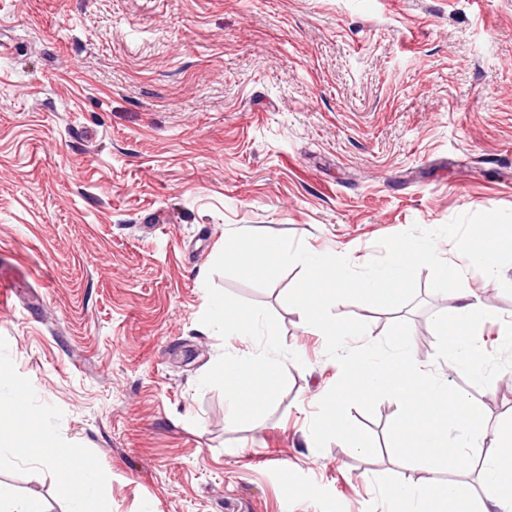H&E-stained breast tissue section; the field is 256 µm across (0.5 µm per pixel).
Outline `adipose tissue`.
Here are the masks:
<instances>
[{"label":"adipose tissue","mask_w":512,"mask_h":512,"mask_svg":"<svg viewBox=\"0 0 512 512\" xmlns=\"http://www.w3.org/2000/svg\"><path fill=\"white\" fill-rule=\"evenodd\" d=\"M488 310L469 294L455 295L438 315L435 323L442 338L441 356L449 371L468 370L473 378L483 374L482 365L472 354L475 335ZM0 439L13 455L56 473V494L66 505L65 512H111L105 483L90 467H70L65 451L40 428L36 419L20 413L13 397L0 398ZM492 441L498 450L495 458L482 466V498L477 512H512V418L494 430ZM383 499L398 503L401 512H454L462 503L458 483L436 481L415 486L406 482L382 480Z\"/></svg>","instance_id":"ef3b65f1"}]
</instances>
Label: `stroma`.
I'll return each mask as SVG.
<instances>
[{"instance_id": "35a3bbf8", "label": "stroma", "mask_w": 512, "mask_h": 512, "mask_svg": "<svg viewBox=\"0 0 512 512\" xmlns=\"http://www.w3.org/2000/svg\"><path fill=\"white\" fill-rule=\"evenodd\" d=\"M512 209V0H0V394L24 384L59 444L106 481L112 512H395L380 401L351 419L366 457L309 430L341 368L284 297L209 270L232 231L289 234L364 265L380 239ZM277 317L297 352L264 418L231 423L200 378L255 341L201 324L205 278ZM421 269L395 311L341 301L376 341L407 321L426 370L482 407L477 458L512 417V296L482 273V379L446 373ZM46 468L0 456V482L63 512Z\"/></svg>"}]
</instances>
